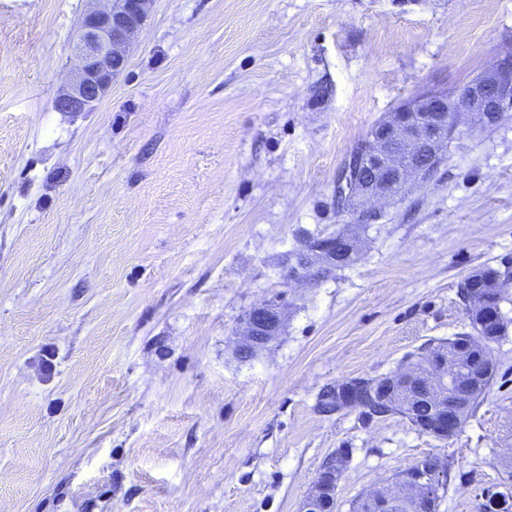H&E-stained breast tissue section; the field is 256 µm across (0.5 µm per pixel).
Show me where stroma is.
<instances>
[{"instance_id":"1","label":"stroma","mask_w":512,"mask_h":512,"mask_svg":"<svg viewBox=\"0 0 512 512\" xmlns=\"http://www.w3.org/2000/svg\"><path fill=\"white\" fill-rule=\"evenodd\" d=\"M85 8L0 0V512H298L340 448L336 512L426 456L452 463L438 512L512 492V326L449 440L317 410L469 331L459 283L512 259V112L458 114L375 223L334 192L386 113L512 54V0H152L106 97L60 112ZM342 231L354 262L285 283ZM279 292L280 335L243 355ZM283 311L284 305L279 294L252 307L242 319L240 327L245 347L260 348L278 336L283 323Z\"/></svg>"}]
</instances>
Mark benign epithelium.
<instances>
[{
  "mask_svg": "<svg viewBox=\"0 0 512 512\" xmlns=\"http://www.w3.org/2000/svg\"><path fill=\"white\" fill-rule=\"evenodd\" d=\"M104 8L90 7L83 13L72 41L79 64L66 90L59 94L55 108L60 112H90L108 94L112 81L127 67L126 47L142 28L150 0H106ZM512 109V56L498 59L483 76L468 84L458 95L444 92L418 94L402 102L394 111L373 124L365 135L364 146L355 153L351 169L336 181L343 189L347 209L356 215V223L366 224L374 212L361 210L364 201L391 197L411 177L426 181L446 161L442 146L455 130L454 117L469 112L480 124H495L502 114ZM317 243L303 249V254L288 265L285 281L307 277L308 269L317 261L334 266L339 256L352 257L354 244L345 236L334 234L316 237ZM284 305L275 294L252 307L241 322L240 335L250 349L263 347L279 335ZM471 342L457 344L469 355V379L448 384V356L437 348L421 358L427 374L419 376L400 370L380 376L374 383L373 395L382 406L389 405L394 394L404 392L416 401L439 403L453 389L452 409L438 407L428 419L416 418L413 426L424 434L440 440L454 437L462 428L460 408L472 391L479 387L485 372V355L470 354ZM366 390L361 377L341 383V401L347 410H359V393ZM346 464L331 455L320 466L311 489L299 512H335L336 489ZM443 481V468L434 457H424L404 470L403 484L427 487Z\"/></svg>",
  "mask_w": 512,
  "mask_h": 512,
  "instance_id": "1",
  "label": "benign epithelium"
}]
</instances>
